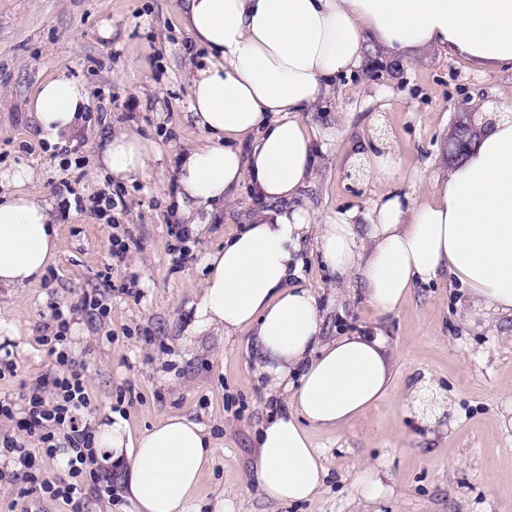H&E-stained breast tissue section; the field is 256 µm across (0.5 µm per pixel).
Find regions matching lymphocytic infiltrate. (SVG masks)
Returning <instances> with one entry per match:
<instances>
[{"label": "lymphocytic infiltrate", "instance_id": "1", "mask_svg": "<svg viewBox=\"0 0 512 512\" xmlns=\"http://www.w3.org/2000/svg\"><path fill=\"white\" fill-rule=\"evenodd\" d=\"M49 336L55 345L56 369L20 395L19 403L0 401V417L14 421L18 432L0 437V450L13 454L27 483L38 486L49 499L74 500L81 496L80 476L94 462L93 433L83 416L90 410L82 368L70 358L64 343L70 323L60 308H53ZM63 459L68 477L58 483L39 481L34 472L37 455Z\"/></svg>", "mask_w": 512, "mask_h": 512}]
</instances>
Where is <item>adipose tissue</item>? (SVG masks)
<instances>
[{
	"instance_id": "ef3b65f1",
	"label": "adipose tissue",
	"mask_w": 512,
	"mask_h": 512,
	"mask_svg": "<svg viewBox=\"0 0 512 512\" xmlns=\"http://www.w3.org/2000/svg\"><path fill=\"white\" fill-rule=\"evenodd\" d=\"M180 24L205 52L189 102L205 140L179 157L171 220L198 237L241 185L255 198L245 230L200 258L183 345L250 336L254 376L285 405L254 432L249 480L267 501L308 502L325 479L311 429L342 428L377 403L392 367L382 332L323 336L320 296L296 282L304 242L315 240L337 280L359 282L379 312L448 274L466 290L471 320L512 318V104L482 112L463 158L435 170L417 196L404 191L391 153L352 143L382 186L364 216L294 206L313 177L316 145L336 139L303 115L371 49L404 57L436 46L483 69L512 63V0H183ZM87 104L85 87L62 71L40 85L33 115L43 135L62 141L79 133ZM156 156L154 143L116 131L97 163L130 182ZM38 180L28 167L0 179V291L38 281L57 252ZM431 397L430 381L416 382L402 403L409 424L436 426ZM93 446L96 466L123 473L137 512H200L199 486L217 448L203 424L167 416L135 435L115 413L96 425Z\"/></svg>"
}]
</instances>
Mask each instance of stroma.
I'll return each instance as SVG.
<instances>
[{"label":"stroma","instance_id":"stroma-1","mask_svg":"<svg viewBox=\"0 0 512 512\" xmlns=\"http://www.w3.org/2000/svg\"><path fill=\"white\" fill-rule=\"evenodd\" d=\"M182 0H0V174L25 165L57 209L59 246L37 283L0 298V319L15 333L0 338L14 375L0 379V399L18 401L24 386L54 368L41 344L52 306L70 320L66 347L84 370L90 422L118 412L133 432L171 415L205 423L222 441L199 495L231 493L233 512H512V319L469 323L466 297L444 277L414 288L397 310L381 314L359 286L333 295L336 277L307 245L301 283L334 297L323 333L347 336L381 330L392 350L394 377L376 405L334 430H311L327 472L318 496L275 506L247 482L253 434L272 406L251 372L245 336H207L193 350L178 341L187 306L201 281V254L223 247L254 209L249 187L225 205L205 236L179 240L170 215L173 162L202 133L189 116L191 76L198 53L179 23ZM66 70L88 90L80 132L55 143L39 130L30 103L44 81ZM512 101V64L480 70L436 47L403 60L377 61L338 77L310 125H338L340 136L318 153L314 178L296 204L322 215L367 212L381 192L374 180L354 179L350 145L367 142L396 158L407 174H431L459 122L482 106ZM125 130L162 153L136 181L118 182L96 168L102 140ZM111 205L97 204L101 190ZM130 249L113 264L112 239ZM98 298L106 315L92 312ZM430 376L452 409L431 430L405 426L401 400L414 381ZM378 465L385 494L366 501L354 483L365 464ZM111 484L99 496L97 485ZM10 457L0 458V512H135L117 469L84 480L79 506L41 493L23 495Z\"/></svg>","mask_w":512,"mask_h":512}]
</instances>
